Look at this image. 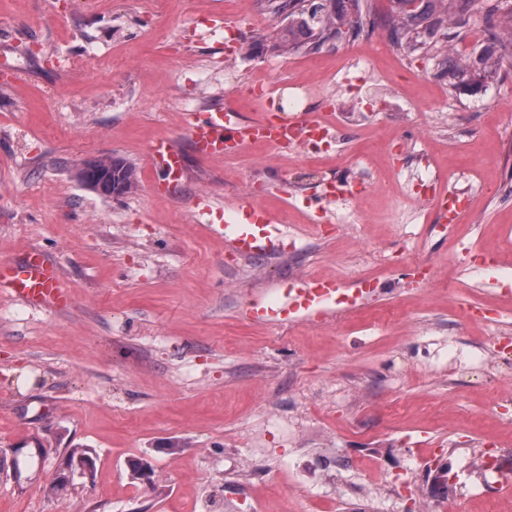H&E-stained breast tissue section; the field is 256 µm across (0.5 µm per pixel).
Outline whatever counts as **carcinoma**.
I'll return each mask as SVG.
<instances>
[{
	"label": "carcinoma",
	"instance_id": "1",
	"mask_svg": "<svg viewBox=\"0 0 512 512\" xmlns=\"http://www.w3.org/2000/svg\"><path fill=\"white\" fill-rule=\"evenodd\" d=\"M272 12L286 16L288 24L279 29L274 48L281 52L318 50L325 42L343 36H356L364 25L363 10L366 0H322L313 10L305 8L306 0H268ZM394 9L388 19L393 41L409 49L415 48L420 32L432 36L445 24L456 26L465 21L475 0H434L437 10L425 13L417 10L419 0H392ZM490 39L502 54L512 56V20L489 29ZM501 57L491 52L477 58L443 59L449 71L469 75L474 86H479L496 74ZM87 167L112 172V180L99 181L91 188L105 196L119 197L131 192L136 186L135 170L118 158L90 162ZM22 481L18 454H0V480ZM74 484L56 478L47 487L48 494L63 502L72 494Z\"/></svg>",
	"mask_w": 512,
	"mask_h": 512
}]
</instances>
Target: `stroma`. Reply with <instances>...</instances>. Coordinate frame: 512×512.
Segmentation results:
<instances>
[{
  "label": "stroma",
  "instance_id": "35a3bbf8",
  "mask_svg": "<svg viewBox=\"0 0 512 512\" xmlns=\"http://www.w3.org/2000/svg\"><path fill=\"white\" fill-rule=\"evenodd\" d=\"M391 8L370 0L373 34L282 54L267 0H0V261L42 251L72 297L35 308L0 288V451L23 471L0 512H481L500 474L478 475L479 446L512 443V404L448 350L512 340L496 252L512 257V61L476 90L441 61L489 50L512 0H475L413 53ZM335 74L315 110L342 136L322 157L195 151L184 99L256 122L274 88ZM161 139L184 158L174 191L154 184ZM421 154L440 190L471 194L452 230L437 206L415 213ZM108 157L135 169L129 194L78 179ZM252 202L282 235L244 258L217 226ZM300 277L373 298L246 317ZM71 445L95 471L64 503L46 487Z\"/></svg>",
  "mask_w": 512,
  "mask_h": 512
}]
</instances>
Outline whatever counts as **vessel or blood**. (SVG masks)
Masks as SVG:
<instances>
[{
  "label": "vessel or blood",
  "mask_w": 512,
  "mask_h": 512,
  "mask_svg": "<svg viewBox=\"0 0 512 512\" xmlns=\"http://www.w3.org/2000/svg\"><path fill=\"white\" fill-rule=\"evenodd\" d=\"M189 137L194 148L206 156H221L233 148L254 144L280 146L281 138L272 134L273 121L246 124L237 113L221 109L212 112H191L186 120ZM151 160L161 175L159 184L172 188L182 177L183 158L169 142L161 140L151 149ZM272 230L265 209L251 206L247 221L224 227V239L241 256L260 253L263 241L271 239ZM0 288L9 289L31 306L65 308L71 304L59 266L38 251L27 252L22 261L0 262ZM366 292L355 291L351 297H342L335 282L300 280L294 287L284 289L278 302L256 303L249 307L248 318L261 320H288L301 313H323L347 301L349 306L361 304Z\"/></svg>",
  "instance_id": "b4317fda"
}]
</instances>
